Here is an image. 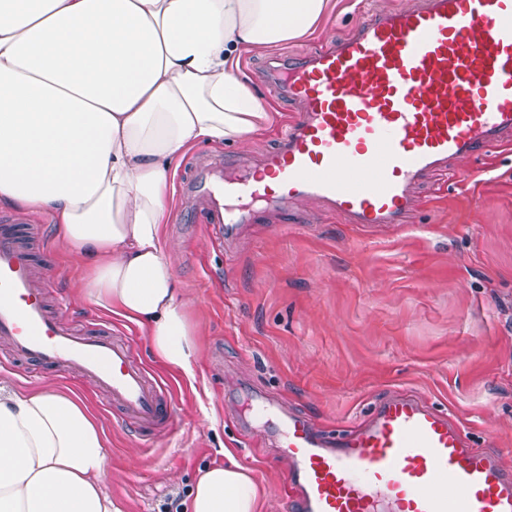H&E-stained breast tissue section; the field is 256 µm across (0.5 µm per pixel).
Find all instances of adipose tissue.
Here are the masks:
<instances>
[{
    "label": "adipose tissue",
    "mask_w": 512,
    "mask_h": 512,
    "mask_svg": "<svg viewBox=\"0 0 512 512\" xmlns=\"http://www.w3.org/2000/svg\"><path fill=\"white\" fill-rule=\"evenodd\" d=\"M334 0H0V203L49 213L90 265L95 306L146 329L194 377L198 339L162 226L169 170L194 145L269 120L243 53L315 31ZM102 434L79 398L0 382V512H112ZM232 462L186 512H260Z\"/></svg>",
    "instance_id": "adipose-tissue-1"
}]
</instances>
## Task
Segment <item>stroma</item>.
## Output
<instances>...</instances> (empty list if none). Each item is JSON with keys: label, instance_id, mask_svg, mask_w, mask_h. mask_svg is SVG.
Instances as JSON below:
<instances>
[{"label": "stroma", "instance_id": "35a3bbf8", "mask_svg": "<svg viewBox=\"0 0 512 512\" xmlns=\"http://www.w3.org/2000/svg\"><path fill=\"white\" fill-rule=\"evenodd\" d=\"M417 0H336L319 29L285 44L296 52L333 40L366 10ZM292 109L269 105L267 125L247 139L198 145L180 160L219 153L241 167L271 149ZM406 224L368 230L316 200L258 212L230 247L213 243L191 201L174 196L163 234L199 335L194 379L150 353L137 324L92 305L86 268L54 233L48 214L33 259L72 326L112 323L129 336L173 397L172 426L149 438L124 422L83 378L8 360L0 379L20 391L45 387L78 396L101 426L108 450L106 490L116 512H171L199 470L233 456L265 489L262 512H292L282 489L286 460L269 461L283 413L331 427L358 424L376 399L404 389L451 414L472 445L512 466V150L452 159L447 175L426 176ZM267 418L254 416L260 399Z\"/></svg>", "mask_w": 512, "mask_h": 512}]
</instances>
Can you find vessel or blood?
I'll use <instances>...</instances> for the list:
<instances>
[{"label":"vessel or blood","mask_w":512,"mask_h":512,"mask_svg":"<svg viewBox=\"0 0 512 512\" xmlns=\"http://www.w3.org/2000/svg\"><path fill=\"white\" fill-rule=\"evenodd\" d=\"M263 76L293 107L286 134L254 165L228 175L209 164L184 185L216 240L251 223L254 204L302 199L365 228L403 224L424 177L512 141V0L372 10ZM42 275L21 232L0 231V339L13 359L77 372L125 421L167 428L172 399L128 339L106 322L91 332L65 324L36 285ZM275 438L297 512H512V468L410 392L383 397L354 427L285 414Z\"/></svg>","instance_id":"b4317fda"}]
</instances>
